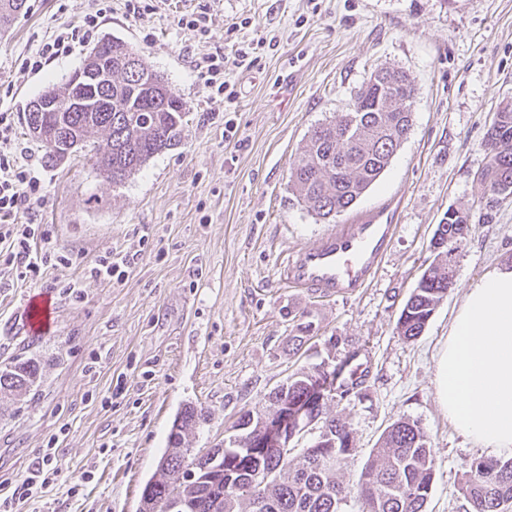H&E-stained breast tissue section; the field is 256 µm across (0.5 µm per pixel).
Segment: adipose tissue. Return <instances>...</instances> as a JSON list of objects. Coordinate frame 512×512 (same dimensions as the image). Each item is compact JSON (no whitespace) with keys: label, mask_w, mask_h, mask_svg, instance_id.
<instances>
[{"label":"adipose tissue","mask_w":512,"mask_h":512,"mask_svg":"<svg viewBox=\"0 0 512 512\" xmlns=\"http://www.w3.org/2000/svg\"><path fill=\"white\" fill-rule=\"evenodd\" d=\"M436 397L480 447L512 452V267L474 281L435 363Z\"/></svg>","instance_id":"1"}]
</instances>
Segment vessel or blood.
Segmentation results:
<instances>
[{
	"mask_svg": "<svg viewBox=\"0 0 512 512\" xmlns=\"http://www.w3.org/2000/svg\"><path fill=\"white\" fill-rule=\"evenodd\" d=\"M395 226L382 207L297 251L285 278L327 297L364 288L385 255Z\"/></svg>",
	"mask_w": 512,
	"mask_h": 512,
	"instance_id": "1",
	"label": "vessel or blood"
}]
</instances>
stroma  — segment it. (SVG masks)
Returning a JSON list of instances; mask_svg holds the SVG:
<instances>
[{
  "instance_id": "obj_1",
  "label": "stroma",
  "mask_w": 512,
  "mask_h": 512,
  "mask_svg": "<svg viewBox=\"0 0 512 512\" xmlns=\"http://www.w3.org/2000/svg\"><path fill=\"white\" fill-rule=\"evenodd\" d=\"M28 5L0 35V113H11L18 160L35 164L46 191L39 222L56 247L82 252L83 263L36 280L0 277V365L33 356L42 367L26 398L0 399V484L14 490L49 437H59L53 485L21 512H137L181 408L210 410L190 438L191 448L207 451L288 375L342 360L354 347L369 370L362 391L327 404L354 436L343 480L357 477L391 422L409 418L434 452L428 512H461L464 465L489 451L458 434L439 407L435 360L471 283L512 263V200L462 246L453 284L422 335L404 339L395 323L433 259L441 219L451 209L478 210L484 136L500 103L512 102V0H153L139 17L125 0H106L100 35L125 40L188 110L180 142L119 186L80 155L48 163L24 122L30 101L62 86L92 46L76 43L25 79L21 64L80 25L93 0ZM193 12L207 13L206 36L181 28ZM262 36L274 44L257 64L227 73L238 92L236 112L227 113L192 61ZM380 67L413 77V127L336 221L387 203L396 230L365 288L325 298L283 279L295 253L330 230L299 202L289 169L311 129L347 111ZM228 120L236 127L229 140ZM143 236L145 252L123 283L84 277V265ZM69 278L81 279L82 300L60 296L56 283ZM29 294L54 305L37 334L21 315ZM302 319L315 331L293 355L288 338Z\"/></svg>"
}]
</instances>
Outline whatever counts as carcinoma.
<instances>
[{
	"label": "carcinoma",
	"instance_id": "obj_1",
	"mask_svg": "<svg viewBox=\"0 0 512 512\" xmlns=\"http://www.w3.org/2000/svg\"><path fill=\"white\" fill-rule=\"evenodd\" d=\"M27 0H0V30L26 11ZM96 48L112 53L103 86L85 91L97 108L74 107L70 84L64 90L48 86L39 98L56 103L51 115L61 123L58 153L79 140L83 153L96 169H108V179L121 185L147 160L180 141L186 115L183 102L169 94L164 76L147 68L138 54L119 38L103 37ZM414 80L405 71L380 68L357 91L349 111L314 127L303 156L289 172V184L299 200L318 218L332 221L347 211L378 179L407 138L412 125ZM488 161L478 173L485 187L478 223L493 222L500 194L512 195V103L501 106L485 134ZM472 229L470 215L450 210L437 225L430 242L434 258L426 268L396 320L398 335L420 336L432 313L451 288L448 269ZM298 334L288 337L290 351L298 353L310 339L312 323H299ZM359 350L348 352L336 364V395H359L368 373H356L352 362ZM318 367L300 370L266 396L260 412L244 411L232 425L238 447L223 453L224 476H233L248 491L223 485V476L197 461L184 447L186 435L206 423L209 411L193 404L175 417L167 448L156 472L145 484L139 512H341L342 502L357 496L362 512H426L434 476L433 449L418 422L399 418L389 424L377 448L357 478L339 476L341 464L355 450L347 423L331 417L326 406L309 410L318 429L315 441L297 456L283 448H266L250 463L241 443L259 433L264 415L284 397L308 401L309 385ZM42 378L34 358H18L0 367V394L28 395ZM461 494L463 512H512V457H478L466 464Z\"/></svg>",
	"mask_w": 512,
	"mask_h": 512
}]
</instances>
